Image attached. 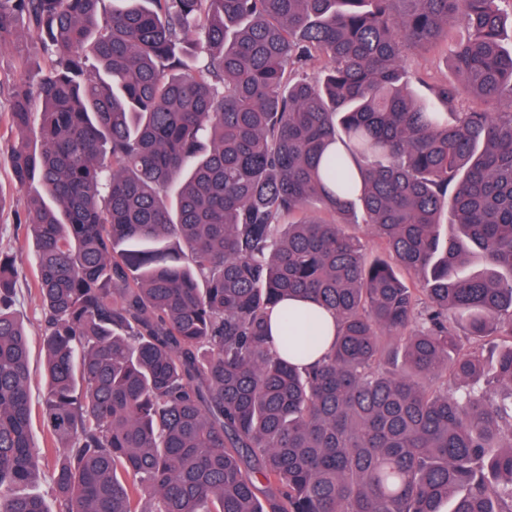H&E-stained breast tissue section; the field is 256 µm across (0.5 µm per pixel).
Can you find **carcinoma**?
<instances>
[{
	"instance_id": "cac0c4a2",
	"label": "carcinoma",
	"mask_w": 512,
	"mask_h": 512,
	"mask_svg": "<svg viewBox=\"0 0 512 512\" xmlns=\"http://www.w3.org/2000/svg\"><path fill=\"white\" fill-rule=\"evenodd\" d=\"M20 20L57 512H512V0H0L1 50ZM453 23L460 80L418 99L404 53ZM17 275L0 250V512H51L14 493ZM291 297L339 324L314 367L271 338Z\"/></svg>"
}]
</instances>
